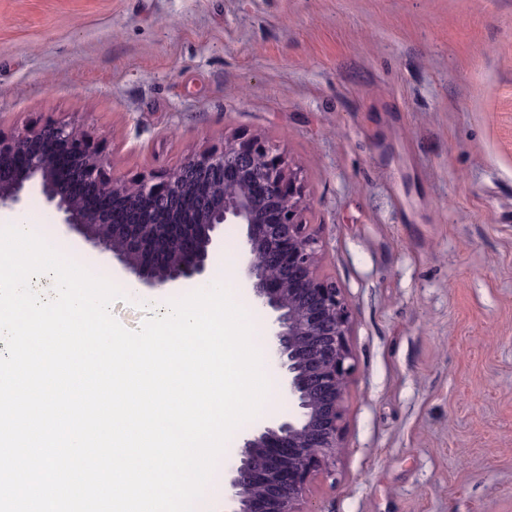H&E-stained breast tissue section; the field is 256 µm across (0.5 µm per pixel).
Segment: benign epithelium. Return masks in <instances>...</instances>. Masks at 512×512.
<instances>
[{"instance_id":"7a95c632","label":"benign epithelium","mask_w":512,"mask_h":512,"mask_svg":"<svg viewBox=\"0 0 512 512\" xmlns=\"http://www.w3.org/2000/svg\"><path fill=\"white\" fill-rule=\"evenodd\" d=\"M30 189L57 224L112 254L147 291L207 282L224 225L242 228L241 272L266 315L265 350L290 409L241 435L224 469V512H313L300 508L308 485L343 448L351 314L319 271L302 187L276 148L233 136L221 150L128 179L70 123L0 132V210L23 206Z\"/></svg>"}]
</instances>
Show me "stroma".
I'll use <instances>...</instances> for the list:
<instances>
[{
	"mask_svg": "<svg viewBox=\"0 0 512 512\" xmlns=\"http://www.w3.org/2000/svg\"><path fill=\"white\" fill-rule=\"evenodd\" d=\"M50 121L129 178L231 134L296 174L355 362L314 512H512V0H0V131Z\"/></svg>",
	"mask_w": 512,
	"mask_h": 512,
	"instance_id": "stroma-1",
	"label": "stroma"
}]
</instances>
